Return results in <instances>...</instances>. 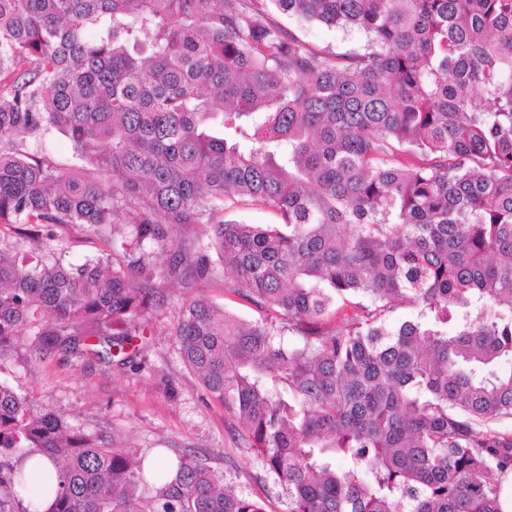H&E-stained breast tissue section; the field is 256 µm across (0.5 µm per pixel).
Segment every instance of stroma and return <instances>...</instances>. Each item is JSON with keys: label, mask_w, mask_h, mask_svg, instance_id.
Wrapping results in <instances>:
<instances>
[{"label": "stroma", "mask_w": 512, "mask_h": 512, "mask_svg": "<svg viewBox=\"0 0 512 512\" xmlns=\"http://www.w3.org/2000/svg\"><path fill=\"white\" fill-rule=\"evenodd\" d=\"M279 21L319 48L346 51L363 43L355 32L285 15ZM155 329L133 363L91 356L24 363L8 357L0 360V381L73 426L109 432L114 447L158 448L170 458L189 448L201 451L225 482L260 501L265 512H288L285 488L262 469L235 419L178 354L170 315H158Z\"/></svg>", "instance_id": "35a3bbf8"}]
</instances>
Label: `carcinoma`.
<instances>
[{
	"instance_id": "1",
	"label": "carcinoma",
	"mask_w": 512,
	"mask_h": 512,
	"mask_svg": "<svg viewBox=\"0 0 512 512\" xmlns=\"http://www.w3.org/2000/svg\"><path fill=\"white\" fill-rule=\"evenodd\" d=\"M51 128L75 168L31 149ZM232 195L280 223L224 219ZM57 226L107 249L65 265ZM221 275L257 317L197 292ZM167 309L288 512H502L512 0H0V358L29 330L37 361L132 363ZM0 512L265 510L195 450L114 448L0 382ZM274 18L287 29L290 28L304 37L312 45L319 48H330L346 51L359 48L362 37L356 32H345L339 28L327 27L324 24L304 22L296 17L274 14Z\"/></svg>"
}]
</instances>
